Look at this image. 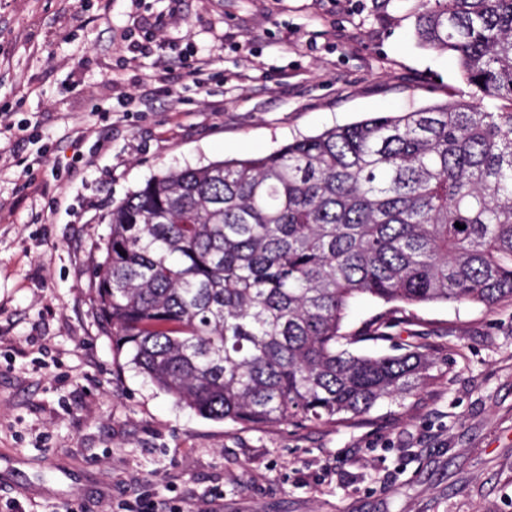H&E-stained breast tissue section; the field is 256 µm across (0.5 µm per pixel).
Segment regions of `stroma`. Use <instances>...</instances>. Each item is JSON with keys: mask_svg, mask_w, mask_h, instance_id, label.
<instances>
[{"mask_svg": "<svg viewBox=\"0 0 512 512\" xmlns=\"http://www.w3.org/2000/svg\"><path fill=\"white\" fill-rule=\"evenodd\" d=\"M415 5L0 0V512H512L511 302L409 307L395 343L417 334L435 360L418 392L254 429L131 369L93 283L113 205L156 174L470 98L418 45ZM157 36L165 64L133 55ZM142 88V111H117Z\"/></svg>", "mask_w": 512, "mask_h": 512, "instance_id": "35a3bbf8", "label": "stroma"}]
</instances>
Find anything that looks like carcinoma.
<instances>
[{"instance_id":"1","label":"carcinoma","mask_w":512,"mask_h":512,"mask_svg":"<svg viewBox=\"0 0 512 512\" xmlns=\"http://www.w3.org/2000/svg\"><path fill=\"white\" fill-rule=\"evenodd\" d=\"M414 34L492 112L377 113L268 154L169 170L112 207L95 288L119 353L199 415L264 428L348 421L430 379L393 310L512 301V0H419ZM464 225L458 229L455 223ZM389 308L390 305H384L374 299H361L352 306L344 323L343 330L353 331L358 328L363 321L375 315L384 314Z\"/></svg>"}]
</instances>
